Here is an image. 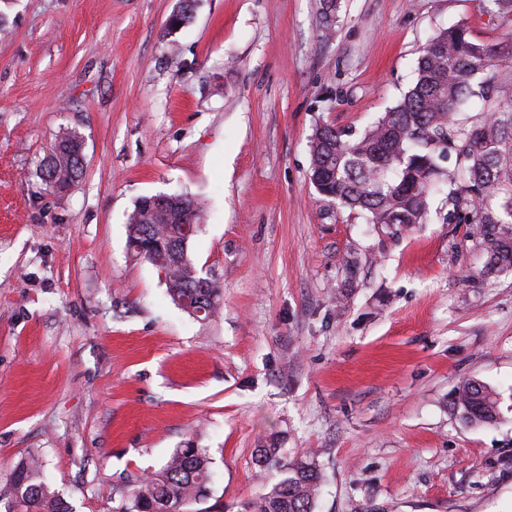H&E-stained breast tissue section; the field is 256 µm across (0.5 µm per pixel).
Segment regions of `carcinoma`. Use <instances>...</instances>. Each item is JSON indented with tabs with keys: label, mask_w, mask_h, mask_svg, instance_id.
I'll return each instance as SVG.
<instances>
[{
	"label": "carcinoma",
	"mask_w": 512,
	"mask_h": 512,
	"mask_svg": "<svg viewBox=\"0 0 512 512\" xmlns=\"http://www.w3.org/2000/svg\"><path fill=\"white\" fill-rule=\"evenodd\" d=\"M512 59V38L497 44L478 40L462 24L437 32L420 50L417 77L402 99L360 133L324 124L311 140L309 177L325 200L364 215L366 223L393 226L400 233L428 221L431 195L449 186L448 206L479 227L487 270H512V99L499 96L512 76L500 62ZM479 106L476 121L462 125L456 112ZM456 156L450 174L440 165ZM84 162L78 135L56 140L40 172L51 193L64 192L60 179L75 182ZM185 224H199L194 200L171 195ZM172 217L155 211L147 198L136 202L127 218L128 248L133 254L146 240L161 243L143 259L162 270L175 303L192 295L203 298L209 317L220 307L219 288L202 276L188 253V244L173 237ZM177 244L182 262L170 244ZM452 414L467 425L491 424L499 417L498 394L483 382L466 379L454 389ZM259 471L272 467L285 476L271 489L242 505L243 512H315L321 483L315 461L291 462L280 448H261ZM211 461L202 448L176 449L163 468L140 479L125 512H184L205 497ZM8 512H70L40 459H20L6 482Z\"/></svg>",
	"instance_id": "1"
}]
</instances>
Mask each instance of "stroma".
Returning <instances> with one entry per match:
<instances>
[{
    "label": "stroma",
    "mask_w": 512,
    "mask_h": 512,
    "mask_svg": "<svg viewBox=\"0 0 512 512\" xmlns=\"http://www.w3.org/2000/svg\"><path fill=\"white\" fill-rule=\"evenodd\" d=\"M0 0V487L39 455L74 512H123L188 445L212 478L186 512L261 493L259 448L315 454V512H512V271L485 274L478 227L394 235L309 180L322 123L362 130L413 84L419 51L486 0ZM82 176L46 192L55 140ZM200 207L189 253L219 286L203 319L133 258L145 196ZM477 379L500 419L448 409ZM79 135L67 133L56 140L44 159L40 172L46 187L51 193H65L64 184L68 179L71 185L82 175L84 162L78 151ZM59 174H63L60 181ZM59 183V185H56Z\"/></svg>",
    "instance_id": "35a3bbf8"
}]
</instances>
